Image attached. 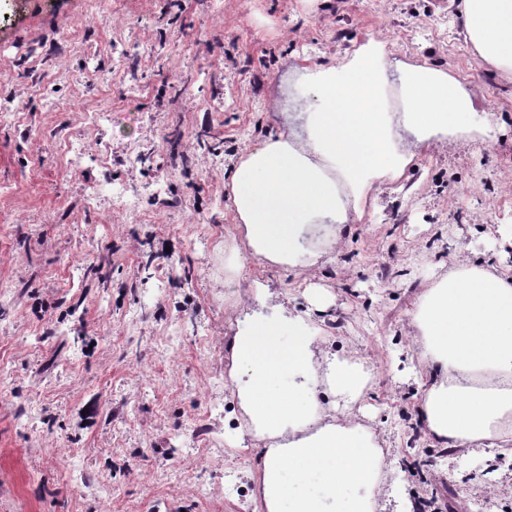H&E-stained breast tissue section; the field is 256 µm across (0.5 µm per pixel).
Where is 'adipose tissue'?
<instances>
[{"instance_id": "obj_1", "label": "adipose tissue", "mask_w": 512, "mask_h": 512, "mask_svg": "<svg viewBox=\"0 0 512 512\" xmlns=\"http://www.w3.org/2000/svg\"><path fill=\"white\" fill-rule=\"evenodd\" d=\"M481 66L512 78V0H462ZM386 42L370 38L349 60L315 64L305 135L279 132L244 152L227 186L252 255L297 267L303 236L349 221L367 194L409 164L392 133ZM402 116L421 142L466 143L472 93L447 72L408 66ZM227 346L233 396L261 458L264 512H378L384 452L355 405L371 371L326 348L321 322L280 309L246 315ZM414 342L430 384L417 416L435 446L512 451V273L459 261L421 296Z\"/></svg>"}]
</instances>
